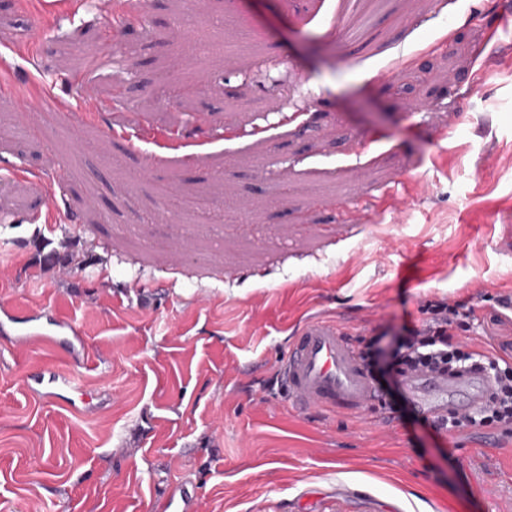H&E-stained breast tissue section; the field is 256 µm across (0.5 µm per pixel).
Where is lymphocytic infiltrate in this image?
I'll return each mask as SVG.
<instances>
[{
	"label": "lymphocytic infiltrate",
	"mask_w": 512,
	"mask_h": 512,
	"mask_svg": "<svg viewBox=\"0 0 512 512\" xmlns=\"http://www.w3.org/2000/svg\"><path fill=\"white\" fill-rule=\"evenodd\" d=\"M464 303L448 299L429 302L421 325L395 338L390 351H382L381 335L363 339L360 357L374 380H381L380 358L388 356L395 375L408 371H448L464 374L474 370L486 373L492 385L488 406L461 416L448 412L434 419L435 428L455 430L466 425L494 428L512 433V368L500 367L498 359H485L471 342L459 340L455 331L464 324Z\"/></svg>",
	"instance_id": "obj_1"
}]
</instances>
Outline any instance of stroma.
<instances>
[{
  "label": "stroma",
  "instance_id": "obj_1",
  "mask_svg": "<svg viewBox=\"0 0 512 512\" xmlns=\"http://www.w3.org/2000/svg\"><path fill=\"white\" fill-rule=\"evenodd\" d=\"M112 2L0 0V71L47 89L0 94V306L88 354L0 336V512H165L183 481L193 512H512L511 434L441 435L392 379L365 420L298 413L278 379L306 318L392 338L443 297L512 351L505 0ZM50 327L51 334H46V338L55 346L68 350V354L75 360H79L81 354L74 342L69 337V332L74 334V330L69 321L52 312H42L39 314H29L18 316L11 310L2 306L0 309V332L2 334H11L17 339L23 337V333L37 332V330ZM79 379L72 376H60L52 373H36L27 379V389L33 393L43 396L54 395V390L66 388L75 393L78 390Z\"/></svg>",
  "mask_w": 512,
  "mask_h": 512
}]
</instances>
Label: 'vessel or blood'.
Masks as SVG:
<instances>
[{
    "mask_svg": "<svg viewBox=\"0 0 512 512\" xmlns=\"http://www.w3.org/2000/svg\"><path fill=\"white\" fill-rule=\"evenodd\" d=\"M45 327L53 345L80 359L69 337L73 330L69 321L48 311L19 316L8 308L0 309L1 333L19 337ZM281 376L290 401L299 410L343 411L359 417L376 397L375 383L342 328L321 317L308 318L297 330L281 361ZM402 384L414 408L425 414L450 408L467 413L484 404L488 390L487 381L479 376L448 378L421 371L403 376ZM78 386V378L52 373H36L27 379L28 390L43 396L61 387L74 392ZM193 498L186 483L177 484L167 495L166 512H192Z\"/></svg>",
    "mask_w": 512,
    "mask_h": 512,
    "instance_id": "1",
    "label": "vessel or blood"
}]
</instances>
